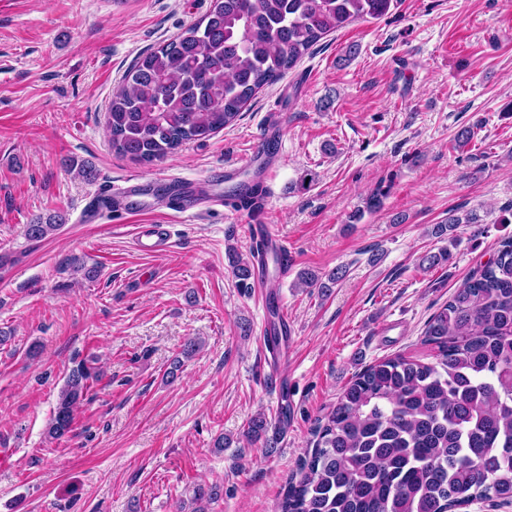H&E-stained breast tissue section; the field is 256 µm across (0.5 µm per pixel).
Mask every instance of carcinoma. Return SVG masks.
Returning <instances> with one entry per match:
<instances>
[{
	"instance_id": "cac0c4a2",
	"label": "carcinoma",
	"mask_w": 512,
	"mask_h": 512,
	"mask_svg": "<svg viewBox=\"0 0 512 512\" xmlns=\"http://www.w3.org/2000/svg\"><path fill=\"white\" fill-rule=\"evenodd\" d=\"M399 0H212L208 13L124 76L107 109L112 150L151 163L231 125L259 90L294 69L327 34L379 19ZM451 215L432 234L454 242ZM59 217L26 225L32 240L57 230ZM237 286L249 290L252 260L231 254ZM343 276L298 274L305 288L329 291ZM433 361L397 354L366 366L344 387L314 431L278 512H465L475 501L512 505V239L470 274L427 322ZM200 343L190 339L166 378ZM95 377L85 364L69 374L47 427L67 437ZM285 427L265 415L247 434L276 447ZM222 494L196 488L194 512Z\"/></svg>"
}]
</instances>
